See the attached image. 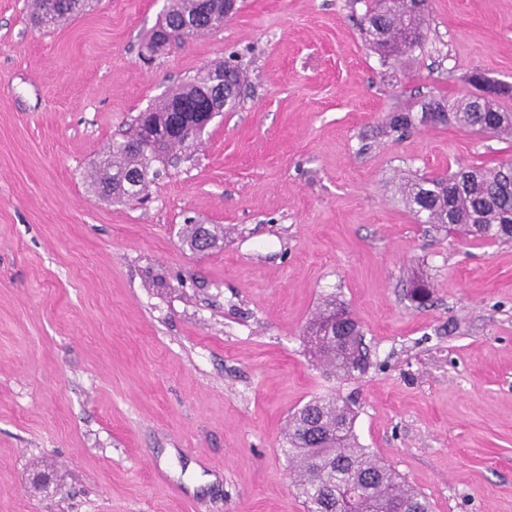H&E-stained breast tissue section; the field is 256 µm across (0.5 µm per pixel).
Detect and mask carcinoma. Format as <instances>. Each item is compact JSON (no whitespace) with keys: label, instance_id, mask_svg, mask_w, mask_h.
Segmentation results:
<instances>
[{"label":"carcinoma","instance_id":"obj_1","mask_svg":"<svg viewBox=\"0 0 512 512\" xmlns=\"http://www.w3.org/2000/svg\"><path fill=\"white\" fill-rule=\"evenodd\" d=\"M225 0H169L160 29L167 41L224 24ZM80 0H33L31 24L39 29L61 25L77 15ZM425 10L410 0H371L361 27L364 40L379 55L398 59L423 47ZM246 73L219 66L187 83L138 115L129 136L112 146L110 159L96 172L92 191L106 200L139 198L157 175L154 165H175L189 149L185 138L168 134L169 100L205 104L219 113L239 104ZM494 134L512 131V112L489 98L468 102L445 98L424 104L420 122L446 124ZM153 139V146L144 143ZM407 202L421 224H444L483 242L512 241V161L492 168L469 167L448 177L424 178L405 185ZM216 246L218 235L203 224L186 226L183 241L199 251L201 240ZM314 356L351 376L368 365V347L360 324L341 301L329 299L306 327ZM355 414L339 397L315 398L288 419L283 451L296 473L295 487L306 512H432L426 496L398 481L390 466L359 446Z\"/></svg>","mask_w":512,"mask_h":512}]
</instances>
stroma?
Returning <instances> with one entry per match:
<instances>
[{
    "mask_svg": "<svg viewBox=\"0 0 512 512\" xmlns=\"http://www.w3.org/2000/svg\"><path fill=\"white\" fill-rule=\"evenodd\" d=\"M0 0V512H305L282 447L316 397L433 512H512V242L418 223L406 180L512 159L401 112L512 86V0H429L421 51L362 40L363 0H238L142 58L167 0L62 27ZM249 84L144 201L90 176L132 119L229 56ZM221 229L189 250L187 223ZM433 303L409 298L410 279ZM336 297L371 348L325 371L304 330Z\"/></svg>",
    "mask_w": 512,
    "mask_h": 512,
    "instance_id": "stroma-1",
    "label": "stroma"
}]
</instances>
